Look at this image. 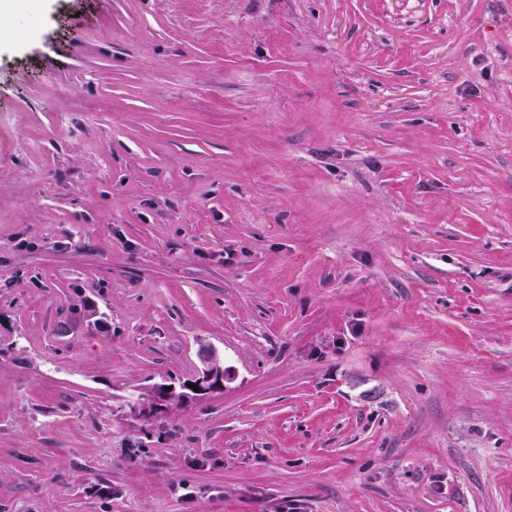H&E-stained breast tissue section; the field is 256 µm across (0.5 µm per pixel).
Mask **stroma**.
<instances>
[{
    "label": "stroma",
    "instance_id": "obj_1",
    "mask_svg": "<svg viewBox=\"0 0 512 512\" xmlns=\"http://www.w3.org/2000/svg\"><path fill=\"white\" fill-rule=\"evenodd\" d=\"M10 26L0 512H512V0ZM211 355L206 356L204 362L206 366L202 371L201 376L194 381L197 384L199 392H194L190 387L187 389L193 392L195 395L205 394L210 391L224 388V383L231 379L232 371L229 367L221 366L217 362L210 360Z\"/></svg>",
    "mask_w": 512,
    "mask_h": 512
}]
</instances>
